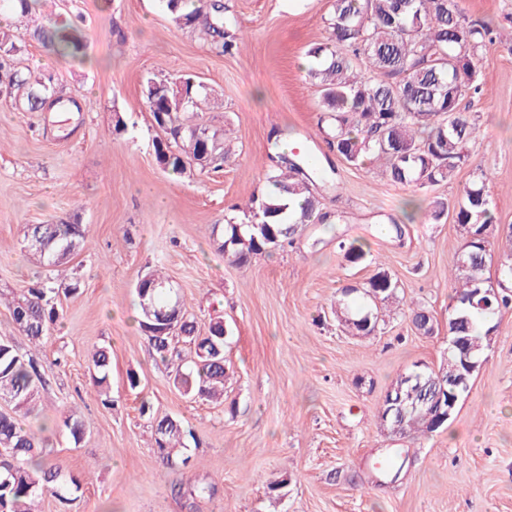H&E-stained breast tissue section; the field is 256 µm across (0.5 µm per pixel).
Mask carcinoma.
Returning <instances> with one entry per match:
<instances>
[{"label": "carcinoma", "instance_id": "obj_1", "mask_svg": "<svg viewBox=\"0 0 512 512\" xmlns=\"http://www.w3.org/2000/svg\"><path fill=\"white\" fill-rule=\"evenodd\" d=\"M172 20L180 28H191L213 38L215 48L225 53L237 46L236 36L226 28L224 5L218 0H165ZM329 42L308 51L316 61L310 77L322 88L325 112L320 116L325 142L346 162L359 165L371 157L383 162L389 180L418 189L450 179L466 161L465 148L477 138L479 127L461 112L463 95L479 90L478 50L491 28L483 22L466 19L460 0H333L328 19ZM25 34L0 29V79L8 89L20 93L27 112L45 111V103L55 94L52 76H34L15 61L18 43ZM32 37L52 45L64 57H76L84 48L83 38L71 24H59L50 32L36 30ZM363 60L373 72L366 79L357 73ZM142 94L155 126L164 134L156 140L157 159L164 170L177 177L185 174L203 147L211 152L209 164L224 162V131L200 120L197 110L207 97L204 85L184 74L177 79L145 78ZM267 181L271 189L254 197L243 210V218L224 225L223 239L229 243L224 256L232 264L245 265L271 250L294 241L296 235L319 213L320 201L313 192L310 160L295 155L274 154ZM303 198L300 210H289V201ZM454 221L469 237L457 258L452 280L457 306L452 314L462 319L460 335L466 338L473 355H481L487 335L479 333V323L491 322L497 311L512 306V251L500 264L501 292L480 305L473 297L484 287L483 272L491 261L488 249L495 216L485 182L474 183L453 207ZM39 238L45 248L40 256L46 271L52 273L66 264L76 250L72 240L85 237V228L47 221L26 226L25 239ZM140 308L139 326L147 330V311L178 308L181 323L177 336L194 345L197 361L187 371L178 367L174 384L191 398L221 399L227 368L224 359L222 327L216 323L205 336L195 335V326L185 316L183 303L170 281L156 271L145 274L136 285ZM58 294L52 276L37 277V286L9 303L16 328L34 344L51 334L59 316L51 304ZM397 298V285L386 271H378L362 292L364 306L353 317L349 305L339 310L348 325L361 335L379 328L377 302ZM155 357H173V337L147 335ZM97 393L107 394L110 356L99 348L91 354ZM421 381L412 382L411 402L421 405L432 400L439 388L434 379L451 372L418 369ZM44 379L34 360L24 358L11 340L0 336V401L12 412H0V512H37L35 501L49 492L62 501L80 490L79 480L65 473L64 466L44 458L41 438L25 428L17 416L32 414ZM391 417L406 433H430L429 421L419 411L406 407ZM63 426L74 440L85 433V423L71 412ZM186 432L177 422L163 418L154 427L158 453L174 467L173 452L185 447ZM402 452L376 460L377 471L399 476Z\"/></svg>", "mask_w": 512, "mask_h": 512}]
</instances>
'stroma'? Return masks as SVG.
<instances>
[{
    "label": "stroma",
    "instance_id": "obj_1",
    "mask_svg": "<svg viewBox=\"0 0 512 512\" xmlns=\"http://www.w3.org/2000/svg\"><path fill=\"white\" fill-rule=\"evenodd\" d=\"M222 2L229 30L246 42L230 54L175 25L165 0H38L25 19L33 29L82 18L86 44L72 59L26 40L16 55L78 103L66 136L52 114L22 111L0 93V336L32 356L46 381L24 426L44 430L50 460L81 483L68 503L43 494L38 512H512V308L496 316L445 427L399 437L378 417L399 375L448 358V273L466 237L452 217L427 223L430 202L457 201L483 179L498 224H512V49L496 40L479 49L480 90L461 109L484 135L447 182L422 191L392 183L377 164L349 165L319 131L322 93L302 61L327 42L333 0ZM460 5L495 33L512 32V0ZM187 69L206 88L203 115L223 129L229 156L221 170L177 178L156 161L162 133L141 85ZM277 135L318 156L327 219L292 247L236 266L219 250L217 228L268 192ZM48 220L85 225L86 237L57 275L76 290L55 297L58 324L34 348L9 304L41 270L24 227ZM383 224L402 232L379 234ZM342 239L362 244L361 263L346 259ZM381 268L398 282V308L373 335L347 333L337 301ZM155 269L177 288L198 335L223 321V404L175 387L176 365L194 357L188 339L176 340L178 362L167 364L138 329L135 285ZM418 305L432 313L433 334L413 327ZM99 347L111 355L107 405L89 369ZM73 411L86 425L78 441L62 425ZM164 417L187 430L177 454L188 465L169 467L156 451L152 425ZM396 448L410 460L391 480L373 463ZM282 478L286 486L269 492Z\"/></svg>",
    "mask_w": 512,
    "mask_h": 512
}]
</instances>
